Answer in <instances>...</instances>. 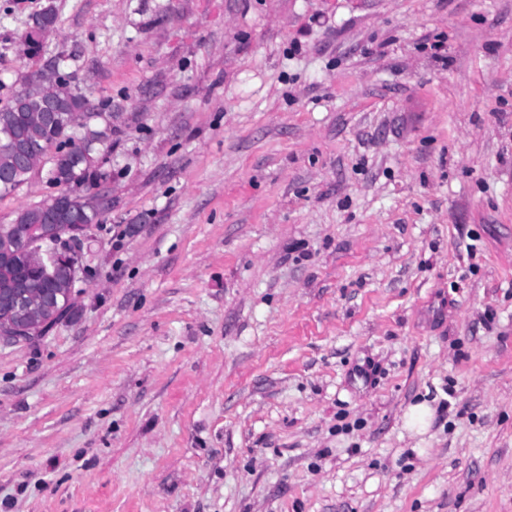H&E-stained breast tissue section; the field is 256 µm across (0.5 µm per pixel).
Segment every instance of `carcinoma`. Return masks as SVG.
I'll return each instance as SVG.
<instances>
[{"instance_id": "carcinoma-1", "label": "carcinoma", "mask_w": 512, "mask_h": 512, "mask_svg": "<svg viewBox=\"0 0 512 512\" xmlns=\"http://www.w3.org/2000/svg\"><path fill=\"white\" fill-rule=\"evenodd\" d=\"M54 81L40 80L37 72H32L20 81L33 102L51 100L55 103L56 119L46 123L35 112L18 108V93H13L10 102L0 108V195L9 194L25 183L29 174H18V164L14 154V141L20 134L25 135L26 143L41 152L42 158L52 161L50 180L69 185H83L90 191L99 185L103 174L95 168L93 154L96 151L98 133L87 132L79 140H74L72 116L91 110L87 97L74 90L67 95L58 91ZM44 202L27 206L16 212L14 223L0 224V248L4 239H13L18 225L38 224L43 244L51 243L67 235L72 219L59 221L57 230H49L41 223ZM75 281L65 269H46L31 261L27 247L16 248L10 261L0 260V300L4 295L21 291L28 294V304L6 307L0 303V323H10L20 329V335L32 340L48 332L55 324L70 315L73 308Z\"/></svg>"}]
</instances>
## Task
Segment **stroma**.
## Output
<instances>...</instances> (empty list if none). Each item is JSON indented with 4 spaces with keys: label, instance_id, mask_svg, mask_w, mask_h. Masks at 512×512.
<instances>
[{
    "label": "stroma",
    "instance_id": "1",
    "mask_svg": "<svg viewBox=\"0 0 512 512\" xmlns=\"http://www.w3.org/2000/svg\"><path fill=\"white\" fill-rule=\"evenodd\" d=\"M51 61L110 205L0 512H512V0H0V106Z\"/></svg>",
    "mask_w": 512,
    "mask_h": 512
}]
</instances>
